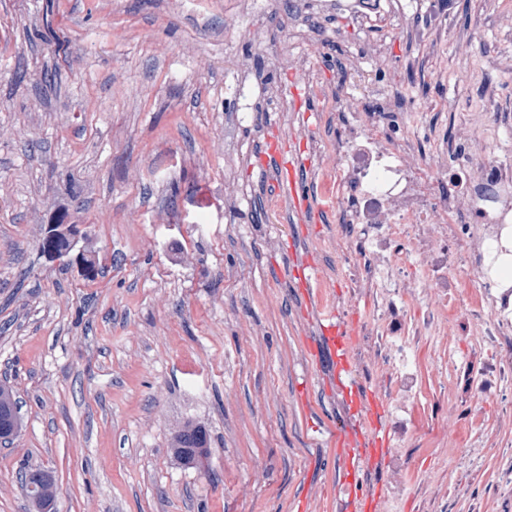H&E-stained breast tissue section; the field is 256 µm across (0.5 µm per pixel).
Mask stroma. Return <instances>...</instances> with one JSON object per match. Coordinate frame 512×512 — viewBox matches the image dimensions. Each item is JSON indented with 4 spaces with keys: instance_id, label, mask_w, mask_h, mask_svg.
Returning <instances> with one entry per match:
<instances>
[{
    "instance_id": "stroma-1",
    "label": "stroma",
    "mask_w": 512,
    "mask_h": 512,
    "mask_svg": "<svg viewBox=\"0 0 512 512\" xmlns=\"http://www.w3.org/2000/svg\"><path fill=\"white\" fill-rule=\"evenodd\" d=\"M380 4L378 28L362 0H0V381L24 421L0 444V512H30L27 466L54 476V512H346L332 431L349 417L294 267L313 257L353 331L371 312L321 173L354 112L400 126L429 171L512 157V0ZM274 132L311 161L313 222L260 168ZM61 216L75 254L51 261ZM434 351L429 414L460 380L431 375ZM189 422L208 433L196 467L169 454ZM389 437L399 512H428L420 478L444 468L452 512H502L496 449L461 469L457 448Z\"/></svg>"
}]
</instances>
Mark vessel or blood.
I'll use <instances>...</instances> for the list:
<instances>
[{
  "label": "vessel or blood",
  "mask_w": 512,
  "mask_h": 512,
  "mask_svg": "<svg viewBox=\"0 0 512 512\" xmlns=\"http://www.w3.org/2000/svg\"><path fill=\"white\" fill-rule=\"evenodd\" d=\"M262 167L274 175L277 192L288 190L285 168H300V160H287L275 142H268L261 152ZM318 324L334 363L333 376L342 385L350 411L356 417L354 428L337 430L340 484L347 498L348 512H377L379 492L372 488L370 476L389 452V442L382 435L384 410L373 394L354 380L352 367L353 336L348 324L340 319L330 304L319 307Z\"/></svg>",
  "instance_id": "b4317fda"
}]
</instances>
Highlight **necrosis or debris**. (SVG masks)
I'll list each match as a JSON object with an SVG mask.
<instances>
[{
	"mask_svg": "<svg viewBox=\"0 0 512 512\" xmlns=\"http://www.w3.org/2000/svg\"><path fill=\"white\" fill-rule=\"evenodd\" d=\"M336 160L338 178L326 188L346 205L353 278L373 312L356 338L357 367L395 419L412 420L410 435L431 447L468 438L460 464L477 465L512 434V286L503 287L500 275L512 267V172L497 158L475 171L460 163L435 173L408 168L391 131L358 113L336 143ZM438 180L474 200L473 223H453V201L436 192ZM461 263L477 272L482 290L470 292L465 279L449 276ZM462 333L478 364L465 392L498 395L492 430L480 438L462 395L444 399L438 418L418 409L420 343L435 339V366L444 372Z\"/></svg>",
	"mask_w": 512,
	"mask_h": 512,
	"instance_id": "1",
	"label": "necrosis or debris"
}]
</instances>
